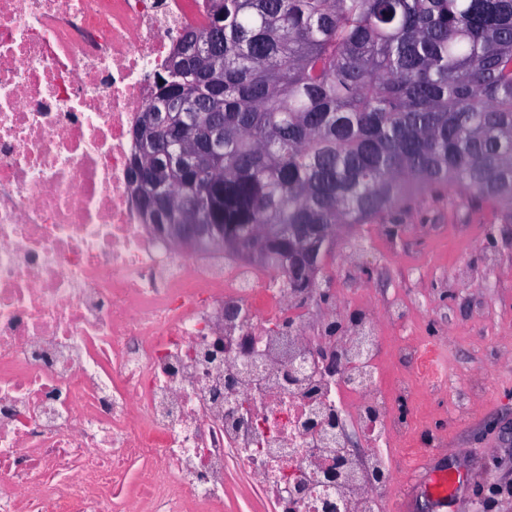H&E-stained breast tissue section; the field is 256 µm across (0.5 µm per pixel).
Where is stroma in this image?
<instances>
[{
	"label": "stroma",
	"mask_w": 512,
	"mask_h": 512,
	"mask_svg": "<svg viewBox=\"0 0 512 512\" xmlns=\"http://www.w3.org/2000/svg\"><path fill=\"white\" fill-rule=\"evenodd\" d=\"M317 278L340 327L362 317L356 291L365 288L375 307L400 308L399 318L381 321L380 335L420 336L447 352L454 385L412 388L392 409L407 418L409 402L423 404L427 419L414 435L429 450L423 470L452 464L463 481L456 499L429 506L412 496L417 479L396 475V506L512 512V223L479 199L425 194L380 223L339 228ZM224 512L273 510L232 468Z\"/></svg>",
	"instance_id": "stroma-1"
}]
</instances>
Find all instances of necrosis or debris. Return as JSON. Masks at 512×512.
I'll list each match as a JSON object with an SVG mask.
<instances>
[{
	"mask_svg": "<svg viewBox=\"0 0 512 512\" xmlns=\"http://www.w3.org/2000/svg\"><path fill=\"white\" fill-rule=\"evenodd\" d=\"M208 22L206 0H0V512H223L232 465L275 512H380L376 475L418 469L381 385L397 307L330 333L318 289L187 257L134 205L132 128ZM396 342L404 380L446 385ZM328 413L361 455L309 428Z\"/></svg>",
	"mask_w": 512,
	"mask_h": 512,
	"instance_id": "1",
	"label": "necrosis or debris"
}]
</instances>
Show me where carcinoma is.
I'll use <instances>...</instances> for the list:
<instances>
[{
  "instance_id": "1",
  "label": "carcinoma",
  "mask_w": 512,
  "mask_h": 512,
  "mask_svg": "<svg viewBox=\"0 0 512 512\" xmlns=\"http://www.w3.org/2000/svg\"><path fill=\"white\" fill-rule=\"evenodd\" d=\"M133 128L218 112L224 158L173 147L135 204L150 224H219L195 247L310 268L347 224H372L451 187L512 221V0H213L185 32ZM163 192L191 214L145 209Z\"/></svg>"
}]
</instances>
